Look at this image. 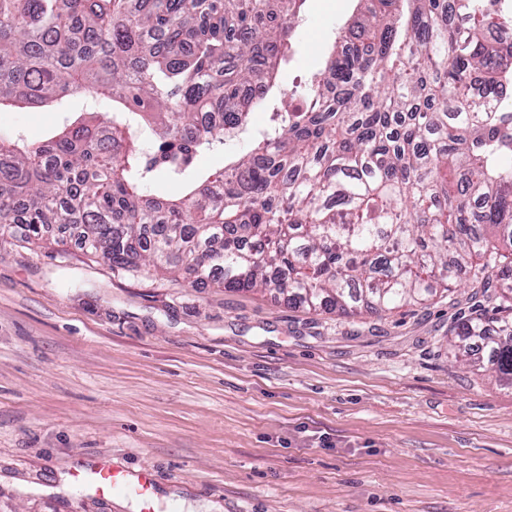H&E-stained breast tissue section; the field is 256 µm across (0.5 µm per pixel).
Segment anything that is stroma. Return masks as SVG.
<instances>
[{
    "instance_id": "obj_1",
    "label": "stroma",
    "mask_w": 512,
    "mask_h": 512,
    "mask_svg": "<svg viewBox=\"0 0 512 512\" xmlns=\"http://www.w3.org/2000/svg\"><path fill=\"white\" fill-rule=\"evenodd\" d=\"M365 0H305L249 117L294 106ZM53 108L0 112L39 142ZM490 280L386 315L111 267L74 230L0 236V512H512V384L448 351ZM146 502L77 495L97 462Z\"/></svg>"
}]
</instances>
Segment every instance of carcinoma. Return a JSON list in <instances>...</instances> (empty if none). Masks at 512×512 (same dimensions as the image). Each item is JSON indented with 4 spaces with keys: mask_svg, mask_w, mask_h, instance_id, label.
I'll list each match as a JSON object with an SVG mask.
<instances>
[{
    "mask_svg": "<svg viewBox=\"0 0 512 512\" xmlns=\"http://www.w3.org/2000/svg\"><path fill=\"white\" fill-rule=\"evenodd\" d=\"M141 2L0 0V107L112 102L38 145L0 139V224L28 242L75 225L114 268L187 267L343 315L424 305L498 271V304L463 316L449 345L512 382V42L483 35L512 33V13L378 0L311 76L303 111L274 113L224 171L200 173V154L247 132L304 0ZM212 110L222 124L201 125ZM158 174L182 193L144 192Z\"/></svg>",
    "mask_w": 512,
    "mask_h": 512,
    "instance_id": "1",
    "label": "carcinoma"
}]
</instances>
